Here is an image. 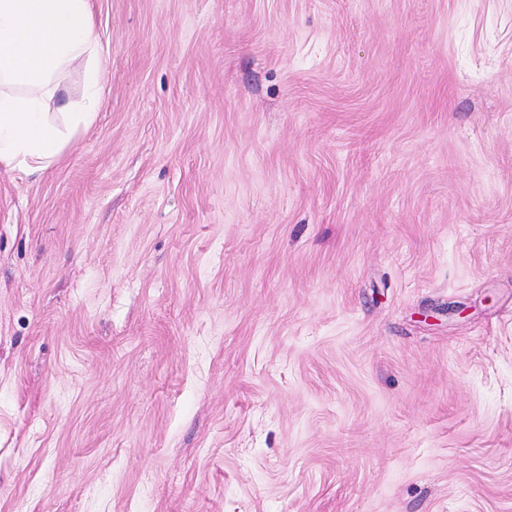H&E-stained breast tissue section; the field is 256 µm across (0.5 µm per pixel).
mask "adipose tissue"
Wrapping results in <instances>:
<instances>
[{
	"label": "adipose tissue",
	"mask_w": 512,
	"mask_h": 512,
	"mask_svg": "<svg viewBox=\"0 0 512 512\" xmlns=\"http://www.w3.org/2000/svg\"><path fill=\"white\" fill-rule=\"evenodd\" d=\"M84 66L80 101L63 83ZM107 70L93 0H0V170L34 176L95 122ZM59 99L62 111L50 112Z\"/></svg>",
	"instance_id": "adipose-tissue-1"
}]
</instances>
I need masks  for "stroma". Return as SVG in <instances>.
Returning <instances> with one entry per match:
<instances>
[{
    "instance_id": "1",
    "label": "stroma",
    "mask_w": 512,
    "mask_h": 512,
    "mask_svg": "<svg viewBox=\"0 0 512 512\" xmlns=\"http://www.w3.org/2000/svg\"><path fill=\"white\" fill-rule=\"evenodd\" d=\"M0 172V512H512V0H94Z\"/></svg>"
}]
</instances>
